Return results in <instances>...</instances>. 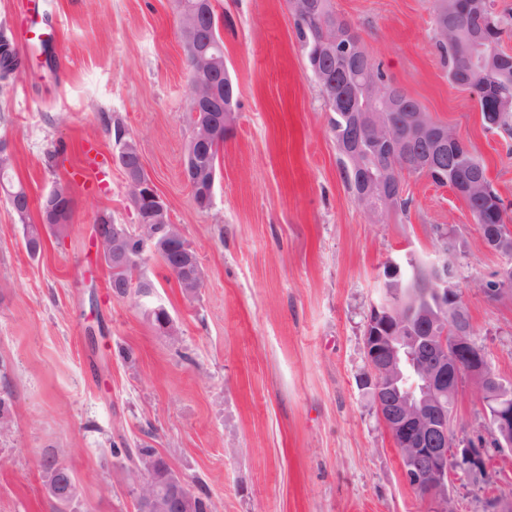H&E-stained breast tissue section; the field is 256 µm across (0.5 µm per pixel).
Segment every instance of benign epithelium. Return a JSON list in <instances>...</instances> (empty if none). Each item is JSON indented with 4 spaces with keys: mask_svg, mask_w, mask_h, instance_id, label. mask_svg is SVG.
<instances>
[{
    "mask_svg": "<svg viewBox=\"0 0 512 512\" xmlns=\"http://www.w3.org/2000/svg\"><path fill=\"white\" fill-rule=\"evenodd\" d=\"M180 34L187 62L200 91L189 99L186 121L190 137L185 148L183 169L193 194L211 206L214 198L215 173L203 165L209 146L231 131L237 119V103L232 79L224 63L223 46L204 38V25L210 17L211 0H175ZM328 55L339 60L362 58L360 44L347 32H336L325 44ZM458 50L468 60L484 68L512 67L509 53L490 55L484 51V34L468 31L458 41ZM360 83L374 100L385 102L390 93L381 82L362 72ZM372 116L376 131L375 145L382 149L395 145L393 135L386 133L382 113ZM436 120L429 112L412 116L410 143L428 140ZM367 124L364 117L347 113L343 137L347 160L352 169L362 167ZM113 161L122 169L129 202L136 215L134 224H117L107 213L97 216L93 235L96 258L112 272L110 288L115 297L135 295L145 307L156 334L171 343L180 340V331L169 311L155 305L151 298L153 285L123 276V272L141 266L148 254H164L169 271L178 288L187 297L196 296L206 283L204 267L196 250L187 242L180 225L172 222L168 207L155 183L144 168L136 141L123 127L112 136ZM467 150L460 137L442 134L428 165L439 166L448 147ZM11 153L0 143V195L13 210L20 213V200L28 192L22 185L5 181L11 170ZM408 164L390 158L384 176L367 179L359 193L364 210L373 218L394 212L396 190L404 187ZM72 198L66 184L55 186L40 202L41 223L62 227L69 222L68 212L59 202ZM487 248L508 257L496 273L493 295L512 293V216L501 213V223L480 225ZM420 265L414 258L407 267L390 262L383 271V297L371 307L364 332V354L367 362L365 384L370 389L373 405L402 459L408 484L422 497L439 504L436 512H452L448 497V478L457 472L473 475L486 469L487 452L476 441L448 444L449 428L455 417L462 380H468L478 391L492 431L493 446L512 451V383L503 380L489 366L486 357L477 352L472 339L474 326L457 289L448 287V263L426 265L430 279L440 285L435 299L427 305L410 306L401 297L402 287L411 267ZM54 468L45 474L50 493L77 496L76 484L69 480L64 459L55 457ZM135 470L146 474V483L135 481L137 512H195V498L184 478L171 468L154 463Z\"/></svg>",
    "mask_w": 512,
    "mask_h": 512,
    "instance_id": "obj_1",
    "label": "benign epithelium"
}]
</instances>
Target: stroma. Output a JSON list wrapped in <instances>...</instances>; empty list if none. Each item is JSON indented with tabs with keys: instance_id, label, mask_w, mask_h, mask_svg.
<instances>
[{
	"instance_id": "1",
	"label": "stroma",
	"mask_w": 512,
	"mask_h": 512,
	"mask_svg": "<svg viewBox=\"0 0 512 512\" xmlns=\"http://www.w3.org/2000/svg\"><path fill=\"white\" fill-rule=\"evenodd\" d=\"M215 6L239 107L202 211L182 173L188 66L174 0H0V33L20 60L0 80V141L32 201L27 223H40L56 184L74 200L66 228L46 227L33 257L25 223L0 199V512H56L40 467L52 454L78 487L70 512H136L131 465L112 449L139 444L223 512H432L362 384L367 317L385 264L441 260L439 232L451 229L473 339L512 382V296L485 291L506 258L484 246L457 195L424 177L406 178V213L371 218L343 180L287 0ZM332 6L512 204V132L487 128L449 82L435 0ZM118 124L208 271L188 298L157 258L141 268L180 330L175 345L136 298L113 297L107 268L91 260L99 212L135 221L112 162ZM453 429L488 435L470 384ZM448 495L455 512H506L512 452H491L483 476L449 478Z\"/></svg>"
}]
</instances>
